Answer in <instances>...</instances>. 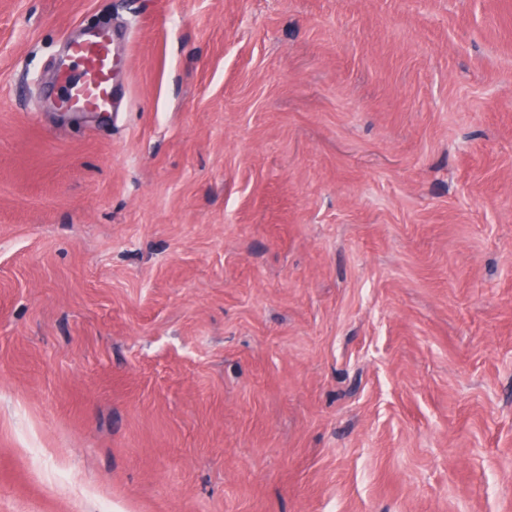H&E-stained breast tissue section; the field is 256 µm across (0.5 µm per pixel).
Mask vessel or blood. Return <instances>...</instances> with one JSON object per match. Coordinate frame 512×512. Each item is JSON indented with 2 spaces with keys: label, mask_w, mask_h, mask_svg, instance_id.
Segmentation results:
<instances>
[{
  "label": "vessel or blood",
  "mask_w": 512,
  "mask_h": 512,
  "mask_svg": "<svg viewBox=\"0 0 512 512\" xmlns=\"http://www.w3.org/2000/svg\"><path fill=\"white\" fill-rule=\"evenodd\" d=\"M114 33L111 27L84 29L67 44L59 64V81L63 94L58 107L73 113L107 115L119 95L112 77L120 59L113 51Z\"/></svg>",
  "instance_id": "obj_1"
}]
</instances>
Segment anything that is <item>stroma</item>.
Here are the masks:
<instances>
[{
	"mask_svg": "<svg viewBox=\"0 0 512 512\" xmlns=\"http://www.w3.org/2000/svg\"><path fill=\"white\" fill-rule=\"evenodd\" d=\"M104 501L512 512V0H0V512ZM114 33L111 27L86 28L67 44L59 64V82L64 92L56 99L66 112L94 113L105 116L112 112L120 90L113 82L114 67L120 58L113 51ZM73 66L79 72H72Z\"/></svg>",
	"mask_w": 512,
	"mask_h": 512,
	"instance_id": "35a3bbf8",
	"label": "stroma"
}]
</instances>
